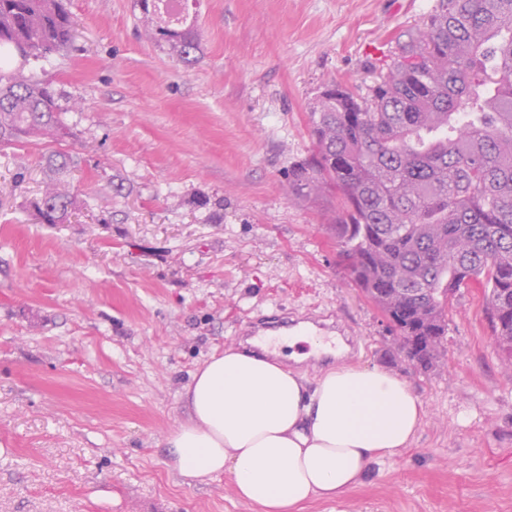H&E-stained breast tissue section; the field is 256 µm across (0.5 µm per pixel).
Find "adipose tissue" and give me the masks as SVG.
Segmentation results:
<instances>
[{
    "label": "adipose tissue",
    "instance_id": "1",
    "mask_svg": "<svg viewBox=\"0 0 512 512\" xmlns=\"http://www.w3.org/2000/svg\"><path fill=\"white\" fill-rule=\"evenodd\" d=\"M190 414L166 446L181 475L230 474L237 495L261 512H301L343 501L373 465L401 456L426 407L401 376L339 365L308 383L303 374L228 347L191 375Z\"/></svg>",
    "mask_w": 512,
    "mask_h": 512
}]
</instances>
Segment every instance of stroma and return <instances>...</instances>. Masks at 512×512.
Masks as SVG:
<instances>
[{"label":"stroma","instance_id":"obj_1","mask_svg":"<svg viewBox=\"0 0 512 512\" xmlns=\"http://www.w3.org/2000/svg\"><path fill=\"white\" fill-rule=\"evenodd\" d=\"M440 0H200L184 65L149 40L134 0H69L77 36L27 62L73 138L0 147V512H260L230 475L195 483L165 437L191 373L250 321L328 315L339 364L404 378L427 413L402 456L342 502L302 512H512V372L482 289L447 313L428 373L394 364L387 320L336 243V195H293L310 109L336 82L367 95L399 32ZM60 180L82 207L43 224Z\"/></svg>","mask_w":512,"mask_h":512}]
</instances>
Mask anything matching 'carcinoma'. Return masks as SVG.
<instances>
[{
	"label": "carcinoma",
	"mask_w": 512,
	"mask_h": 512,
	"mask_svg": "<svg viewBox=\"0 0 512 512\" xmlns=\"http://www.w3.org/2000/svg\"><path fill=\"white\" fill-rule=\"evenodd\" d=\"M153 38L184 63L200 50L195 18L174 26L145 11ZM64 0H0V146L73 136L55 95L14 56L67 47ZM388 74L361 97L332 85L310 112L315 152L292 172L299 190L336 192V242L355 283L385 294L398 336H425L395 360L425 372L443 351L459 288L484 289L494 340L512 351V0H441L402 33ZM76 200L58 180L31 206L44 224L69 220Z\"/></svg>",
	"instance_id": "carcinoma-1"
}]
</instances>
